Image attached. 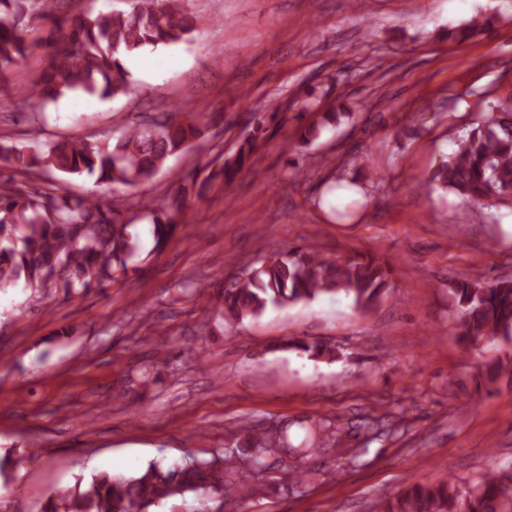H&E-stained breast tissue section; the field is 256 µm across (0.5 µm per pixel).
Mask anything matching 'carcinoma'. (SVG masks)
I'll use <instances>...</instances> for the list:
<instances>
[{
	"label": "carcinoma",
	"instance_id": "carcinoma-1",
	"mask_svg": "<svg viewBox=\"0 0 512 512\" xmlns=\"http://www.w3.org/2000/svg\"><path fill=\"white\" fill-rule=\"evenodd\" d=\"M73 0H0V86L30 53L27 19L50 23L43 40V66L28 85L14 88L15 107L33 131L29 141L0 138V289L19 281L36 291H63L75 286L102 288L125 273L140 251L135 221L150 226L153 249L165 246L190 209L188 190L156 201L141 199L130 210L123 189H132L156 174L173 155L208 141L220 114L182 112L178 115L123 120L119 134L94 133L80 139L41 140L34 135L44 120L38 106L84 92L101 99L129 93L130 73L123 60L160 45L186 42L196 30V18L186 0H130V10L101 12L92 21L68 14ZM265 117L254 116L250 134L232 151L220 153L219 164L204 179L191 181L204 195L217 180L231 183L262 146ZM28 175L57 171L65 176L95 179L112 185L104 200L94 194L73 195L53 184L25 190L3 171ZM431 181L460 195L471 216L482 219L490 204L512 205V98L490 103L489 112L472 125L433 171ZM389 266L367 253L330 258L313 249L275 253L246 269L219 293L216 312L226 321L256 318L266 309L343 295L361 310L376 306L390 291ZM461 338L469 344L491 338L512 347V281L484 285L467 279L453 283ZM293 347L315 358L332 359L336 348L296 341ZM512 376V352L493 360L488 381ZM288 451L284 429L264 436L248 435L238 448L179 467L154 462L131 475L97 474L87 481L51 492L39 512H144L174 497H202L240 489L251 496L240 477L241 461L253 469L265 457ZM378 512H512V469L484 473L471 483L444 477L410 481L394 500L377 505Z\"/></svg>",
	"mask_w": 512,
	"mask_h": 512
}]
</instances>
